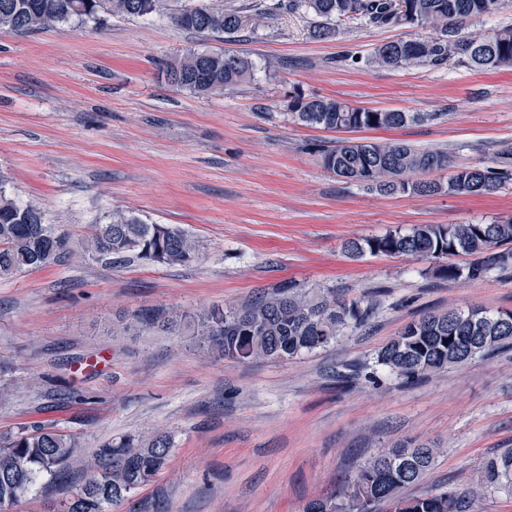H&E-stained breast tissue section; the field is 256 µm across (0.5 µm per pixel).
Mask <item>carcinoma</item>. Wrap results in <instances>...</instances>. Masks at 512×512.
Here are the masks:
<instances>
[{
    "mask_svg": "<svg viewBox=\"0 0 512 512\" xmlns=\"http://www.w3.org/2000/svg\"><path fill=\"white\" fill-rule=\"evenodd\" d=\"M506 0H288V8L309 7L325 20L313 31L319 38L335 34V27L355 20L383 28L421 27L430 34L420 39L395 40L377 46L372 64L439 67L450 59L479 72L512 66V25L471 39L461 33L469 20L491 18ZM168 16L179 27L207 34H234L240 15L224 5L180 4V0H0V32L26 34L50 30L72 21L98 22L107 15L139 18ZM171 84L206 95L235 86L253 71V63L229 51H192L166 64ZM289 112L302 124L333 131L397 129L434 116L403 110H373L336 99L296 95ZM321 165L338 178L365 183L386 193L407 195L453 194L481 196L512 181V165H460L448 183L409 180V173H426L450 166L448 153L421 150L404 141L374 142L352 139L317 149ZM0 175V279L25 270L60 262L70 251V234L47 224L42 211L22 204L6 189ZM85 251L114 263L136 258L156 265H187L199 259L197 241L170 224H148L137 216L116 212L106 224L92 226ZM353 258L411 255L442 259L464 255L458 265L448 263L435 273L449 281L482 280L495 270L512 266V219L489 224H421L409 232L353 239L346 244ZM367 310L336 290L299 293L282 287L251 301L213 307L171 319L141 320L148 327H182L194 342L217 351L226 360L250 362L290 359L326 349L350 326L366 320ZM512 348V312L491 313L483 308H450L428 312L407 323L377 353V363L407 383L450 367L467 365L479 357ZM80 446L79 438L52 425H22L0 432V512L28 497L44 480L63 475ZM172 440L165 434L144 443L124 435L104 443L86 468L85 481L64 488L61 512H122L144 485L167 465ZM437 449L394 448L377 454L346 481L339 493L307 501L302 512H376L391 501L396 512H468L483 489L512 491V448L489 459L476 486L462 492L405 497L434 464Z\"/></svg>",
    "mask_w": 512,
    "mask_h": 512,
    "instance_id": "cac0c4a2",
    "label": "carcinoma"
}]
</instances>
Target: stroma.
<instances>
[{
	"instance_id": "obj_1",
	"label": "stroma",
	"mask_w": 512,
	"mask_h": 512,
	"mask_svg": "<svg viewBox=\"0 0 512 512\" xmlns=\"http://www.w3.org/2000/svg\"><path fill=\"white\" fill-rule=\"evenodd\" d=\"M224 2L242 18L231 35L187 31L162 15L0 32V172L12 196L74 242L62 262L0 281V357L12 364L13 389L0 402V432L52 424L78 436L72 487L103 441L168 433L170 461L132 497V512H301L378 452L421 444L436 460L407 496L470 487L512 448V350L414 384L376 353L429 310H512V269L448 283L434 261L356 259L344 244L511 218L512 182L481 197L344 182L315 152L341 133L299 124L288 104L301 94L427 112L432 121L370 137L490 166L512 147V67L370 66L376 46L421 29L357 21L317 39L309 8ZM193 50L248 57L253 74L209 96L179 90L163 65ZM116 210L183 229L200 244L198 260L115 264L85 252L91 225ZM284 284L342 291L368 317L329 349L249 363L218 357L186 331L131 323Z\"/></svg>"
}]
</instances>
